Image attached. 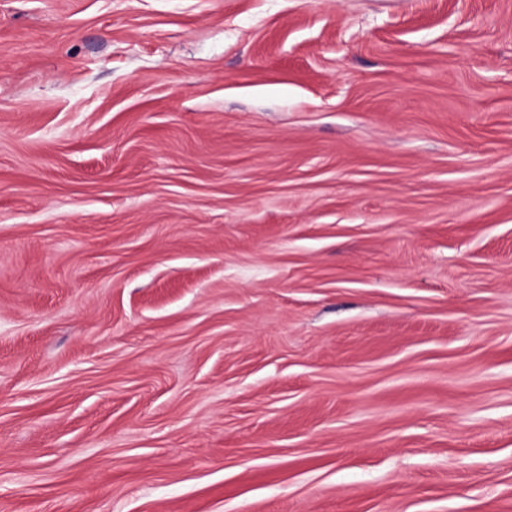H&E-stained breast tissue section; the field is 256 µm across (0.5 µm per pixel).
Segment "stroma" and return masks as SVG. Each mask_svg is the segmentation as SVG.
Returning a JSON list of instances; mask_svg holds the SVG:
<instances>
[{"instance_id": "35a3bbf8", "label": "stroma", "mask_w": 512, "mask_h": 512, "mask_svg": "<svg viewBox=\"0 0 512 512\" xmlns=\"http://www.w3.org/2000/svg\"><path fill=\"white\" fill-rule=\"evenodd\" d=\"M0 512H512V0H0Z\"/></svg>"}]
</instances>
